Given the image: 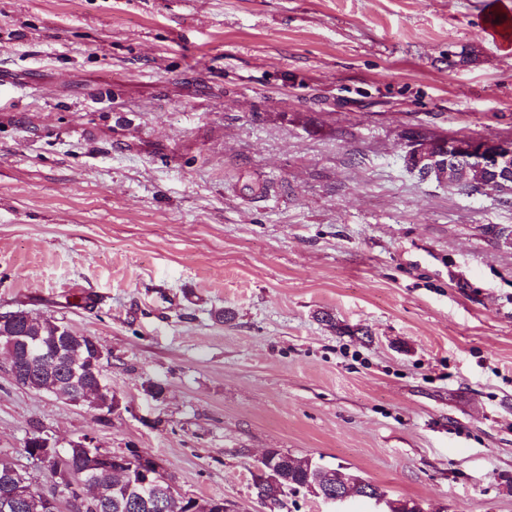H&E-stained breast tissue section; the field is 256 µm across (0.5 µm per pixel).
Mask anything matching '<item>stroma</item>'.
Returning a JSON list of instances; mask_svg holds the SVG:
<instances>
[{
    "mask_svg": "<svg viewBox=\"0 0 512 512\" xmlns=\"http://www.w3.org/2000/svg\"><path fill=\"white\" fill-rule=\"evenodd\" d=\"M490 3L0 0V311L94 337L118 402L19 387L0 354V456L47 491L28 438H89L269 512L278 448L512 512V196L403 162L414 131L512 139Z\"/></svg>",
    "mask_w": 512,
    "mask_h": 512,
    "instance_id": "obj_1",
    "label": "stroma"
}]
</instances>
